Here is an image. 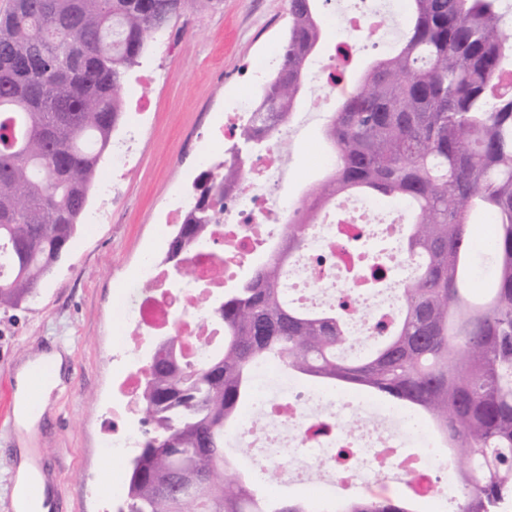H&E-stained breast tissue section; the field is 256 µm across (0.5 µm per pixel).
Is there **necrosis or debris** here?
Segmentation results:
<instances>
[{
  "label": "necrosis or debris",
  "instance_id": "4bbe7bcc",
  "mask_svg": "<svg viewBox=\"0 0 512 512\" xmlns=\"http://www.w3.org/2000/svg\"><path fill=\"white\" fill-rule=\"evenodd\" d=\"M329 18L339 19L344 39L340 54L316 57L309 76L329 84L324 106L332 111L343 87L330 81L348 57L387 47L396 37L393 18L399 0H326ZM286 160L268 146L246 166L235 190L214 196L217 216L206 247L187 254L190 280L143 254L137 285L122 309L123 336L112 357L117 398L112 404V430L101 446L124 462L143 433L140 394L151 363L164 355L170 341L183 343L193 362L207 360L223 333L214 315L213 299L239 277L242 264L271 254L283 235L292 207L278 194ZM408 206L373 210L361 197L340 196L324 217L310 225L308 242L283 277L285 292L303 286L310 307L331 304L353 293L351 336L364 347L381 322L397 314V293L415 269L402 248V226ZM383 249L382 270L369 263L367 248ZM251 414L241 417L231 437L252 449L257 472L269 483L327 479L341 486L389 490L402 478L423 503L434 500L439 482L453 481L454 465L437 453L430 427L412 415L381 414L350 401L347 395L302 384L275 395L255 387ZM419 443L416 453H403L407 440Z\"/></svg>",
  "mask_w": 512,
  "mask_h": 512
}]
</instances>
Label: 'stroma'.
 Wrapping results in <instances>:
<instances>
[{
  "label": "stroma",
  "instance_id": "stroma-1",
  "mask_svg": "<svg viewBox=\"0 0 512 512\" xmlns=\"http://www.w3.org/2000/svg\"><path fill=\"white\" fill-rule=\"evenodd\" d=\"M288 31V0H210L149 42L131 72L123 116L115 130L131 128L137 97L150 103L135 166L112 181L104 156L86 211H97L113 192L114 220L82 219L66 253L44 279L38 295L20 309H0V407L15 388L19 367L37 354L68 350L69 372L52 396L51 411L33 443L54 480L62 512H107L90 484L109 485V462L100 448L112 404V345L117 337L116 294L128 287L141 253L158 241L157 224L173 190L199 175L208 146L206 129L225 102L258 97L254 66L277 53ZM304 116L289 140L285 201L302 205L322 178L318 157L329 151L316 97L305 98Z\"/></svg>",
  "mask_w": 512,
  "mask_h": 512
}]
</instances>
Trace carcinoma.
I'll return each instance as SVG.
<instances>
[{"label":"carcinoma","mask_w":512,"mask_h":512,"mask_svg":"<svg viewBox=\"0 0 512 512\" xmlns=\"http://www.w3.org/2000/svg\"><path fill=\"white\" fill-rule=\"evenodd\" d=\"M200 0H11L0 14V309L37 296L66 252L112 132L121 93L148 40ZM395 53L374 60L326 127L336 166L311 187L283 244L224 291L222 347L198 366L154 361L142 411L150 425L129 461L118 512H315L262 497L224 454L253 372L341 381L406 403L458 471V512H512V12L506 0H408ZM325 37L318 0H288L280 66L240 121L216 178L201 173L168 257L206 240L213 190L294 118ZM374 192L410 207L404 250L417 265L400 316L359 352L337 306L303 309L281 288L321 202ZM494 228L493 281L471 287L470 218ZM323 512H419L370 495Z\"/></svg>","instance_id":"carcinoma-1"}]
</instances>
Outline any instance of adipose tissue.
Instances as JSON below:
<instances>
[{
	"label": "adipose tissue",
	"mask_w": 512,
	"mask_h": 512,
	"mask_svg": "<svg viewBox=\"0 0 512 512\" xmlns=\"http://www.w3.org/2000/svg\"><path fill=\"white\" fill-rule=\"evenodd\" d=\"M65 368L64 355L52 351L23 364L16 375L20 449L14 472V493L19 496L24 512H49L51 508L48 485L34 464L30 443L39 431L51 394L61 382Z\"/></svg>",
	"instance_id": "ef3b65f1"
}]
</instances>
